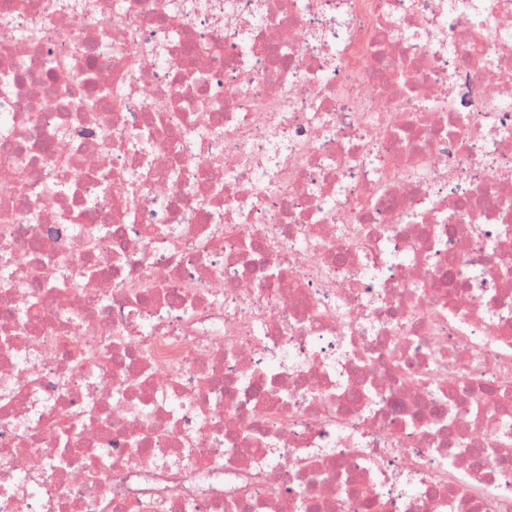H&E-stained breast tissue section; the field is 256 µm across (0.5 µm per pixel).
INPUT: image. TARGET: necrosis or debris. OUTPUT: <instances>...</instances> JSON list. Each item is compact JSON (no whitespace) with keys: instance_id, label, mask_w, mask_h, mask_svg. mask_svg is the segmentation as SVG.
I'll list each match as a JSON object with an SVG mask.
<instances>
[{"instance_id":"obj_1","label":"necrosis or debris","mask_w":512,"mask_h":512,"mask_svg":"<svg viewBox=\"0 0 512 512\" xmlns=\"http://www.w3.org/2000/svg\"><path fill=\"white\" fill-rule=\"evenodd\" d=\"M0 512H512V0H0Z\"/></svg>"}]
</instances>
